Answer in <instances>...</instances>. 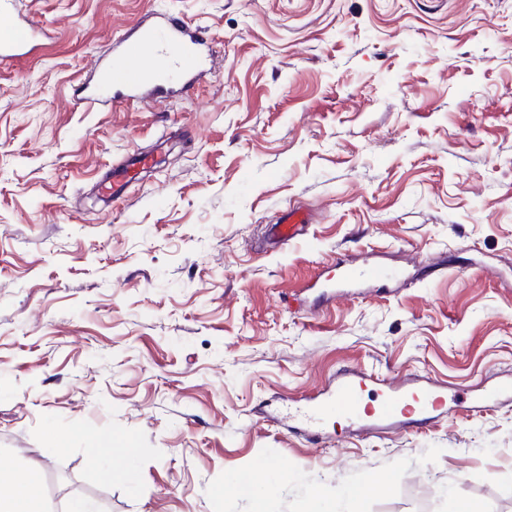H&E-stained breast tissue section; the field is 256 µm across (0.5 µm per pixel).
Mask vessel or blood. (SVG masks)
<instances>
[{
  "mask_svg": "<svg viewBox=\"0 0 512 512\" xmlns=\"http://www.w3.org/2000/svg\"><path fill=\"white\" fill-rule=\"evenodd\" d=\"M35 38L33 25L20 23L9 9L8 0H0V57H17L19 49ZM210 48L202 32L190 29L182 19L163 10L154 11L150 21L136 23L131 33L123 35L109 64L103 65L95 84L78 88V102L143 103L152 100L157 89L185 95L209 75ZM146 155L135 153L113 168L110 189L123 187L131 171L147 166ZM388 270L378 263L363 267L348 266L346 282L364 285L388 278ZM371 373L348 372L336 379V387L326 395L310 397L305 406L308 435L334 419L363 423L359 407L362 393L371 383ZM443 393L415 379H400L383 387L372 413L376 423H403L408 403H416L420 420L431 419L442 408Z\"/></svg>",
  "mask_w": 512,
  "mask_h": 512,
  "instance_id": "b4317fda",
  "label": "vessel or blood"
}]
</instances>
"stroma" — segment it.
<instances>
[{
  "mask_svg": "<svg viewBox=\"0 0 512 512\" xmlns=\"http://www.w3.org/2000/svg\"><path fill=\"white\" fill-rule=\"evenodd\" d=\"M157 9L206 33L212 76L78 102ZM15 12L41 33L0 61V467L33 470L53 512H308L314 493L327 512H512V400L470 404L512 378V0ZM133 152L148 167L103 194ZM293 208L312 222L284 246ZM370 255L395 278L295 300ZM353 367L456 401L422 429L283 427V399Z\"/></svg>",
  "mask_w": 512,
  "mask_h": 512,
  "instance_id": "35a3bbf8",
  "label": "stroma"
}]
</instances>
